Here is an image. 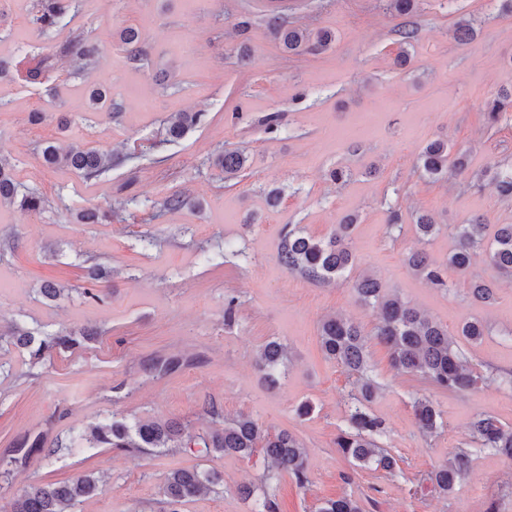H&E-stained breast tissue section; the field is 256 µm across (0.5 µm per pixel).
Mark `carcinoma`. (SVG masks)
<instances>
[{"instance_id": "cac0c4a2", "label": "carcinoma", "mask_w": 512, "mask_h": 512, "mask_svg": "<svg viewBox=\"0 0 512 512\" xmlns=\"http://www.w3.org/2000/svg\"><path fill=\"white\" fill-rule=\"evenodd\" d=\"M73 8V0H37L33 24L44 33L57 26L60 19ZM272 31L275 40L289 51L323 50L332 42V35L323 31L316 35L305 28L285 25L274 19ZM119 42L127 52L128 59L137 63L143 50L139 33L132 27L118 32ZM99 56V46L92 39L76 36L63 43L54 55H26L18 61L16 68L25 72V78L37 83L45 72L55 67L54 59L70 58L73 70L83 73L91 68ZM512 108V94H497L485 102L490 125L498 123L501 115ZM203 112H181L168 126L172 139L181 138L186 131L204 120ZM43 162L53 168H71L94 178L112 167V156L94 148H70L62 150L52 144L42 150ZM420 161L423 170L432 178L443 176L462 177L467 172L466 151L451 152L448 142L438 139L422 150ZM246 164V157L238 151H226L216 158V165L224 172V179L237 176ZM18 205L22 212L43 208L46 200L35 191H20V184L10 175L4 159L0 158V206ZM357 219L347 216L336 225V230L327 238L316 239L297 229L284 233L279 262L290 272L299 273L311 280L324 281L342 277L356 266V258L350 248L352 231ZM419 239L427 242L436 233L434 219L421 214L416 219ZM457 244L448 253L445 266L466 275L477 255L485 256L490 266L500 275L512 279V224H499L491 240H485L484 225L460 224L457 226ZM405 263L417 277L437 287L446 288L443 267L429 260L421 249H412L405 256ZM107 272L94 268L89 273L91 287L83 289V297L94 302L102 300L97 283ZM351 288L357 301L365 306L379 308V321L373 336L384 343L390 352L392 365L400 372L412 376L419 384L452 393L470 391L487 380L500 379L512 384V374L490 372L484 376L475 373L467 362L457 340L448 335V329L431 320L425 314L401 298L386 295L379 279L362 273L352 281ZM467 295L481 304L494 300L491 283L472 278L467 282ZM488 333V327L479 320L461 326L458 335L471 343H477ZM97 335L87 329L62 330L55 334L36 336L23 327L16 326L10 332L11 343L31 349V356L42 360L55 352L69 351L81 347ZM321 347L325 355L340 364L355 377L354 392L349 396V427L336 438V447L352 458L361 469L373 468L392 474L398 461L389 449L381 447L377 438L386 433L385 422L368 411L379 391V385L371 376L367 345L369 335L356 323L338 316L322 320L319 327ZM286 366L282 344L272 340L262 348L257 367L270 387L278 385L282 368ZM413 411L420 430L430 436L443 428L442 413L427 397L413 401ZM212 421L224 420V427L198 433L187 432V426L160 421L130 422L125 418L112 417L108 423L92 426L80 436L101 448H115L128 452L163 454L177 448H195L205 455L212 453L236 454L249 458L260 452L267 462L261 477L265 488L263 497L256 500V512H278L275 494L268 493L280 473L286 472L294 478L298 487L308 482L306 454L298 440L286 432H272L260 426L248 415L234 419H223L222 411L215 406L205 409ZM470 441L481 449L492 450L512 463V430L503 428L498 419L490 414H479L469 425ZM48 448L54 456L68 448L57 440L46 444L36 438L23 440L12 450L9 457L0 458V476H10L14 466L34 448ZM473 449L456 448L448 455L445 464L422 476V481L443 498H448L457 484L470 471ZM222 478L211 471L180 469L164 478L163 496L174 506L171 512H179L176 506L192 500L202 493L219 494ZM102 491L97 477L82 474L70 482L30 484L13 497L9 512H69L76 503L92 498ZM317 512H362L358 501L341 495L328 499Z\"/></svg>"}]
</instances>
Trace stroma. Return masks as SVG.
I'll list each match as a JSON object with an SVG mask.
<instances>
[{
  "label": "stroma",
  "mask_w": 512,
  "mask_h": 512,
  "mask_svg": "<svg viewBox=\"0 0 512 512\" xmlns=\"http://www.w3.org/2000/svg\"><path fill=\"white\" fill-rule=\"evenodd\" d=\"M267 0H78L58 26L38 32L33 0H0V59L55 53L76 34L98 42L96 64L72 75L68 60L38 83L20 73L0 79V157L15 179L46 196L45 210L0 211V334L23 325L38 335L88 327L87 345L31 363L27 349L0 346V457L24 437L76 438L75 448L55 457L36 450L0 478V508L24 486L61 482L91 473L103 491L71 512H166L160 488L176 469H212L224 491L204 494L181 512H253L255 501L238 494L258 486L264 457L204 456L181 449L132 455L83 441L88 426L113 415L177 420L193 431L212 426L203 414L214 404L225 418L245 414L264 428L286 431L307 451L309 483L298 488L281 476L273 491L281 512H316L326 500L348 495L363 512H512V464L474 450L471 469L453 495L442 498L416 476L442 465L449 452L469 446L475 414L512 427V386L486 382L465 393L417 386L391 365L387 347L371 340L372 376L380 386L370 412L382 417L378 440L398 458L395 475L354 467L336 448L347 426L352 379L326 358L319 324L340 314L373 332L377 314L359 305L351 282L310 281L278 260L290 227L328 237L339 220L358 218L352 234L358 270L457 333L465 322L484 321L481 343H462L470 367L512 371V283L484 256L468 275L447 269V288L427 284L407 268L408 250L425 248L444 265L456 243L455 227L473 219L487 226L512 224V200L501 199L495 172L512 168V110L488 125L486 99L512 93V13L502 0H418V35L402 49L394 33L402 18L386 0H283L290 25L327 31L329 49L286 52L265 20ZM473 21L474 40L455 39L458 22ZM247 22L239 30V22ZM134 27L143 57L130 62L117 30ZM108 92L120 111L91 108L90 88ZM44 110L48 119L28 121ZM204 112L205 120L182 138L166 134L179 112ZM280 113L277 132L265 118ZM67 126H60L59 116ZM443 139L468 150L470 180L432 179L419 154ZM94 147L121 156L101 176L86 178L46 166L42 148ZM247 157L236 178L224 179L214 160L224 150ZM350 168V182L329 173ZM281 200L266 202L270 190ZM184 208L161 206L169 195ZM111 210L105 224H82L78 212ZM401 225L390 228V210ZM437 223L429 242L418 240L416 213ZM99 262L112 274L104 302H86V267ZM495 281L496 300L486 306L466 298L468 277ZM52 281L61 297L44 299ZM235 320H224L227 302ZM283 344L290 359L277 389L254 369L268 341ZM173 359L169 372L155 361ZM425 395L440 408L445 428L423 436L412 402ZM314 407L303 417V403Z\"/></svg>",
  "instance_id": "obj_1"
}]
</instances>
